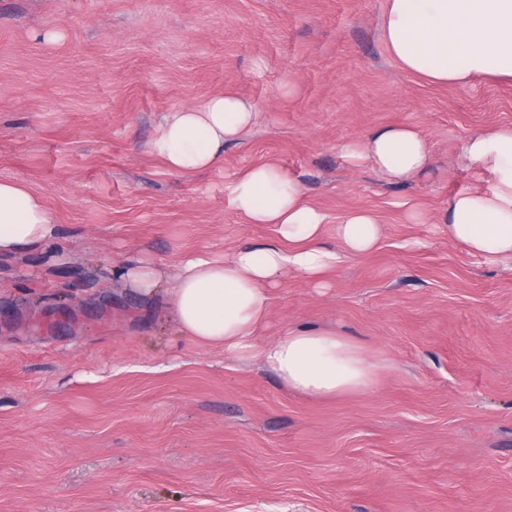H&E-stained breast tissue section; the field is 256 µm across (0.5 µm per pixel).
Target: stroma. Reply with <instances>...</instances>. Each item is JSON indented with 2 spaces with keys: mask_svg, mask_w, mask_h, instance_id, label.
<instances>
[{
  "mask_svg": "<svg viewBox=\"0 0 512 512\" xmlns=\"http://www.w3.org/2000/svg\"><path fill=\"white\" fill-rule=\"evenodd\" d=\"M385 8L0 0V180L57 226L0 256V512H512V258L474 257L442 222L450 196L493 182L463 149L512 126V80L407 72ZM225 94L258 119L221 166L176 174L149 152L167 112ZM398 124L431 146L420 179L343 156ZM261 163L302 183L327 242L349 210L380 218L378 246L326 287L286 273L254 340L336 330L376 351L368 391L291 393L261 359L182 336L166 287L146 297L116 275L271 239L227 191Z\"/></svg>",
  "mask_w": 512,
  "mask_h": 512,
  "instance_id": "35a3bbf8",
  "label": "stroma"
}]
</instances>
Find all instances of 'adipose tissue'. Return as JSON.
Wrapping results in <instances>:
<instances>
[{
    "mask_svg": "<svg viewBox=\"0 0 512 512\" xmlns=\"http://www.w3.org/2000/svg\"><path fill=\"white\" fill-rule=\"evenodd\" d=\"M381 36L409 72L457 84L475 77L512 78V0H387ZM253 103L224 95L169 113L148 148L170 171L218 166L225 145L256 122ZM345 158L369 165L388 180L406 183L432 164L428 141L408 125L387 126L344 144ZM465 155L490 171L489 188L448 200L449 236L485 262L512 256V128L474 135ZM231 203L251 224H272L274 238L216 258H186L172 276V310L182 335L202 346L223 347L235 358L262 361L289 390L316 400L374 387L382 366L363 344L336 331L300 328L264 348L254 338L270 311V288L288 271L323 285L347 255L373 251L382 236L377 215L353 209L336 222V242L324 241L327 217L304 188L273 164L243 170L230 187ZM56 224L44 199L12 180H0V253L50 241Z\"/></svg>",
    "mask_w": 512,
    "mask_h": 512,
    "instance_id": "adipose-tissue-1",
    "label": "adipose tissue"
}]
</instances>
